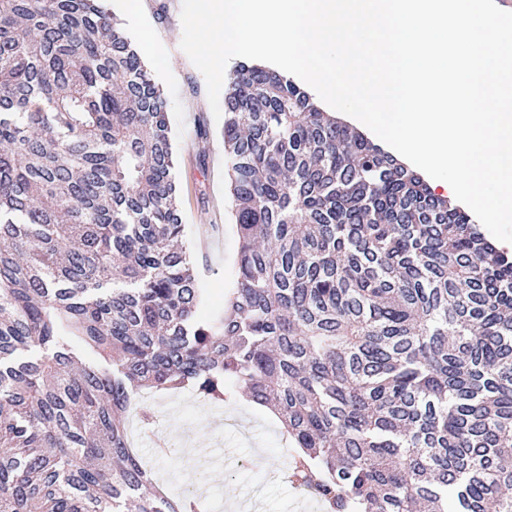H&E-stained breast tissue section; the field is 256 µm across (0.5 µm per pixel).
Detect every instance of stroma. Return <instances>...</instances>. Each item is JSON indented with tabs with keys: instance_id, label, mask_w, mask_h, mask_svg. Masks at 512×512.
Wrapping results in <instances>:
<instances>
[{
	"instance_id": "35a3bbf8",
	"label": "stroma",
	"mask_w": 512,
	"mask_h": 512,
	"mask_svg": "<svg viewBox=\"0 0 512 512\" xmlns=\"http://www.w3.org/2000/svg\"><path fill=\"white\" fill-rule=\"evenodd\" d=\"M168 102L174 136V176L180 191L185 244L209 293L207 311L222 308L237 277L238 234L229 191L223 121L214 118L201 72L180 48L182 0H106ZM174 62L157 67L156 57ZM209 134L199 139L197 124ZM155 414L153 432L137 433L138 448L170 495L196 482L210 512H320L315 499L291 483L287 461L296 452L275 415L246 401L216 405L191 391L143 392Z\"/></svg>"
}]
</instances>
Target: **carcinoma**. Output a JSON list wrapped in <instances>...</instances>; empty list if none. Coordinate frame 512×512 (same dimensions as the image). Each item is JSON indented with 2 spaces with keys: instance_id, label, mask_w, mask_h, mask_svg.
<instances>
[{
  "instance_id": "carcinoma-1",
  "label": "carcinoma",
  "mask_w": 512,
  "mask_h": 512,
  "mask_svg": "<svg viewBox=\"0 0 512 512\" xmlns=\"http://www.w3.org/2000/svg\"><path fill=\"white\" fill-rule=\"evenodd\" d=\"M224 311L167 103L104 0H0V512H210L129 441L141 389L272 408L322 512H512V257L279 72L241 66Z\"/></svg>"
}]
</instances>
